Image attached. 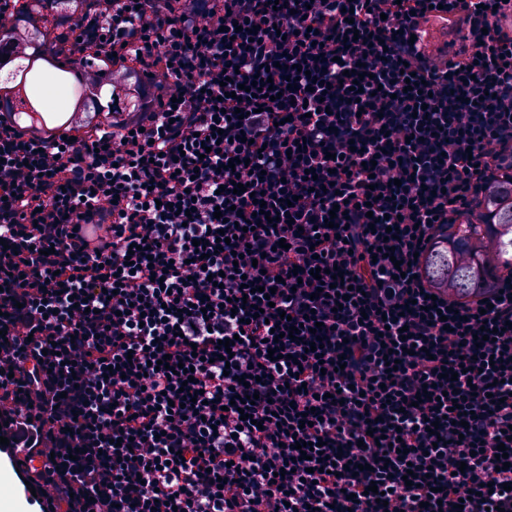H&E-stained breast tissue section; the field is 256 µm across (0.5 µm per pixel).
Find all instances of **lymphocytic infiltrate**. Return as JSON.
<instances>
[{"instance_id":"1","label":"lymphocytic infiltrate","mask_w":512,"mask_h":512,"mask_svg":"<svg viewBox=\"0 0 512 512\" xmlns=\"http://www.w3.org/2000/svg\"><path fill=\"white\" fill-rule=\"evenodd\" d=\"M111 2L60 58L131 63L138 109L0 113V436L39 512H512V271L421 274L512 180V0Z\"/></svg>"}]
</instances>
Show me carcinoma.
Returning <instances> with one entry per match:
<instances>
[{"label":"carcinoma","mask_w":512,"mask_h":512,"mask_svg":"<svg viewBox=\"0 0 512 512\" xmlns=\"http://www.w3.org/2000/svg\"><path fill=\"white\" fill-rule=\"evenodd\" d=\"M72 0H22L11 16V26H0V110L13 115L26 108L39 123L51 120L52 112L80 113L129 112L136 106L131 92L134 68L119 65L116 72L124 79L121 91L110 81L95 77L73 84L67 78L68 64L58 52L36 37L51 35L55 16L67 13ZM9 55L3 60V55ZM497 239L512 248V205L507 213L489 211L480 224H455L436 241L428 262L430 275L452 276V288L468 295L493 285L497 269L488 268L481 256L483 241Z\"/></svg>","instance_id":"cac0c4a2"}]
</instances>
